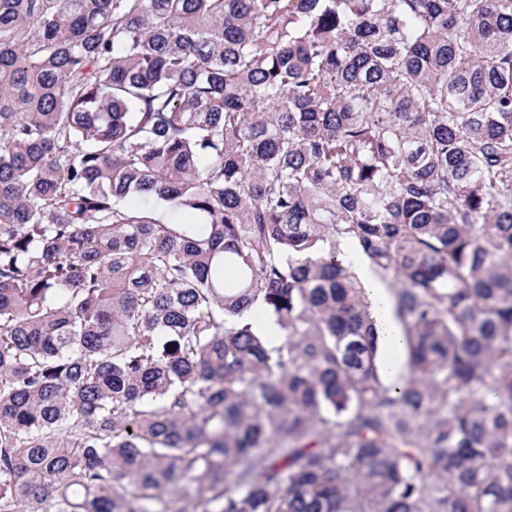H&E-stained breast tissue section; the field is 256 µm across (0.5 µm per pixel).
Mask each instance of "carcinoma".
I'll use <instances>...</instances> for the list:
<instances>
[{
  "instance_id": "1",
  "label": "carcinoma",
  "mask_w": 512,
  "mask_h": 512,
  "mask_svg": "<svg viewBox=\"0 0 512 512\" xmlns=\"http://www.w3.org/2000/svg\"><path fill=\"white\" fill-rule=\"evenodd\" d=\"M0 512H512V0H0ZM370 272V271H369ZM370 276L375 278L385 289L391 302V290H389L388 284L381 283L376 277L370 272ZM369 275H366L361 281L371 294L374 303V312L377 316V320L380 324L384 341H385V353L384 357H380V364L382 367V374L385 378L395 380L403 374L404 363L400 357V353L403 350L402 336L400 333L399 325L393 317L392 305L386 296L380 292V287L374 282Z\"/></svg>"
}]
</instances>
